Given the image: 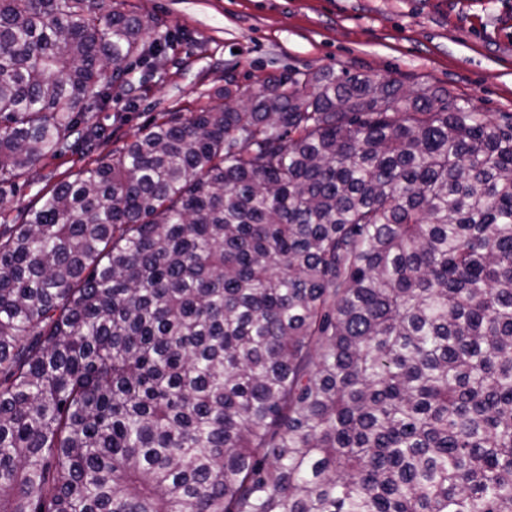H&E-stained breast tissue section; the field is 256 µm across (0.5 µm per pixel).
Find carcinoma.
<instances>
[{"mask_svg": "<svg viewBox=\"0 0 512 512\" xmlns=\"http://www.w3.org/2000/svg\"><path fill=\"white\" fill-rule=\"evenodd\" d=\"M148 27L0 0V208ZM0 512H512V115L230 80L39 190L0 224Z\"/></svg>", "mask_w": 512, "mask_h": 512, "instance_id": "cac0c4a2", "label": "carcinoma"}]
</instances>
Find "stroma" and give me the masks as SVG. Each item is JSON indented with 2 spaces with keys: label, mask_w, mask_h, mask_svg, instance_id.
Returning <instances> with one entry per match:
<instances>
[{
  "label": "stroma",
  "mask_w": 512,
  "mask_h": 512,
  "mask_svg": "<svg viewBox=\"0 0 512 512\" xmlns=\"http://www.w3.org/2000/svg\"><path fill=\"white\" fill-rule=\"evenodd\" d=\"M166 54L154 71L104 72L105 103L86 116L103 130L92 151L40 165L0 210L18 223L42 187L132 139L161 112L222 105L228 80L252 91L293 70H349L426 86L495 118L512 113V0H124Z\"/></svg>",
  "instance_id": "obj_1"
}]
</instances>
